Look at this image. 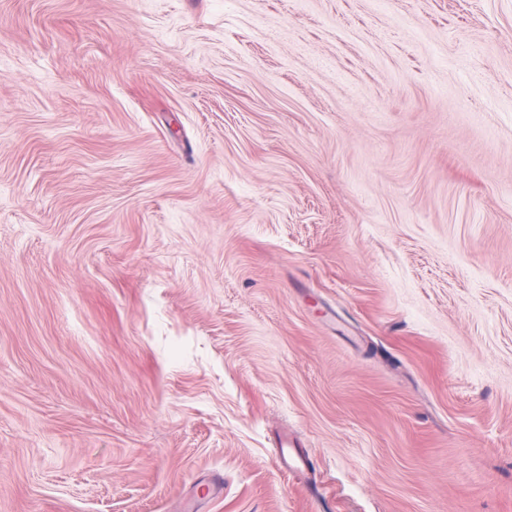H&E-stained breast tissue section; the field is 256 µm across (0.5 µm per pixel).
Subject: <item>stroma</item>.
I'll return each mask as SVG.
<instances>
[{
  "mask_svg": "<svg viewBox=\"0 0 512 512\" xmlns=\"http://www.w3.org/2000/svg\"><path fill=\"white\" fill-rule=\"evenodd\" d=\"M215 472L512 512V0H0V512Z\"/></svg>",
  "mask_w": 512,
  "mask_h": 512,
  "instance_id": "35a3bbf8",
  "label": "stroma"
}]
</instances>
